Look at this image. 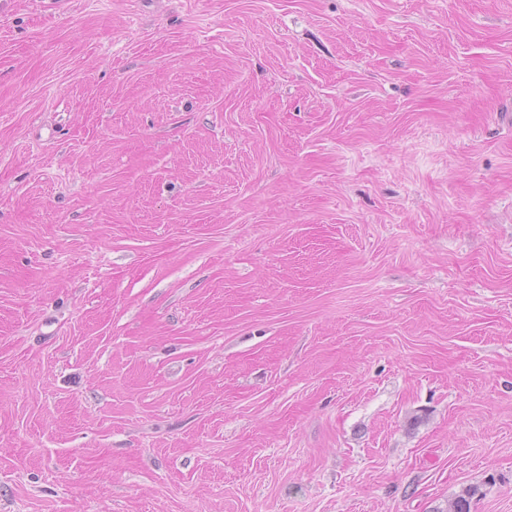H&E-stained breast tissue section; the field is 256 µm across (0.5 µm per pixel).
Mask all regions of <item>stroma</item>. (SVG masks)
<instances>
[{
    "instance_id": "obj_1",
    "label": "stroma",
    "mask_w": 512,
    "mask_h": 512,
    "mask_svg": "<svg viewBox=\"0 0 512 512\" xmlns=\"http://www.w3.org/2000/svg\"><path fill=\"white\" fill-rule=\"evenodd\" d=\"M512 0H0V512H512Z\"/></svg>"
}]
</instances>
